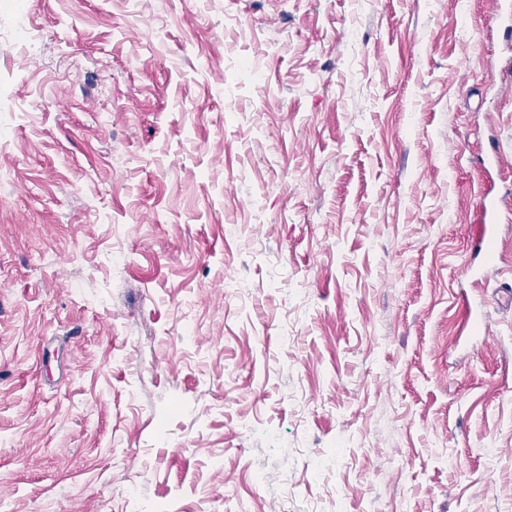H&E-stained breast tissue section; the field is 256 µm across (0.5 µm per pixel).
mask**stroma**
<instances>
[{
  "label": "stroma",
  "instance_id": "obj_1",
  "mask_svg": "<svg viewBox=\"0 0 512 512\" xmlns=\"http://www.w3.org/2000/svg\"><path fill=\"white\" fill-rule=\"evenodd\" d=\"M492 0H0V512H512ZM502 200L483 203L480 208V228L477 238L484 244L485 252L493 253L497 247L498 230L504 213Z\"/></svg>",
  "mask_w": 512,
  "mask_h": 512
}]
</instances>
